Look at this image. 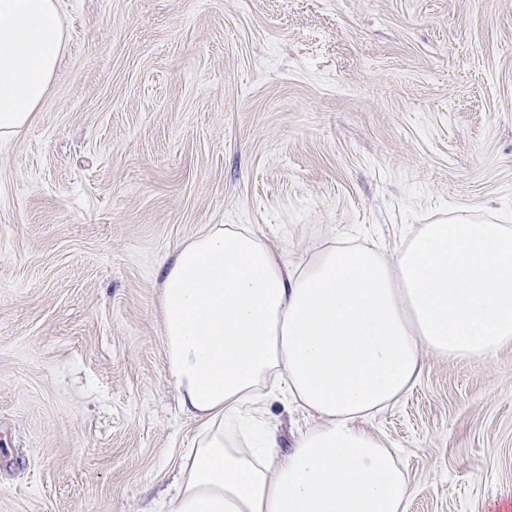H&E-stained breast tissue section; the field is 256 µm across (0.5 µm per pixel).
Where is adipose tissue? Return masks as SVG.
<instances>
[{"label": "adipose tissue", "mask_w": 512, "mask_h": 512, "mask_svg": "<svg viewBox=\"0 0 512 512\" xmlns=\"http://www.w3.org/2000/svg\"><path fill=\"white\" fill-rule=\"evenodd\" d=\"M66 47L61 0H0V138L35 119ZM165 373L199 428L164 512H406L409 480L358 419L408 391L425 355L512 347V225L457 214L384 254L330 241L303 264L243 224L161 262ZM311 414L293 448L270 390Z\"/></svg>", "instance_id": "obj_1"}]
</instances>
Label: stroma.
Masks as SVG:
<instances>
[{
	"instance_id": "obj_1",
	"label": "stroma",
	"mask_w": 512,
	"mask_h": 512,
	"mask_svg": "<svg viewBox=\"0 0 512 512\" xmlns=\"http://www.w3.org/2000/svg\"><path fill=\"white\" fill-rule=\"evenodd\" d=\"M35 122L0 140V512H156L196 425L159 264L210 224L294 263L463 208L512 225V0H62ZM290 448L306 421L280 395ZM361 427L407 512L512 505V348L429 355Z\"/></svg>"
}]
</instances>
